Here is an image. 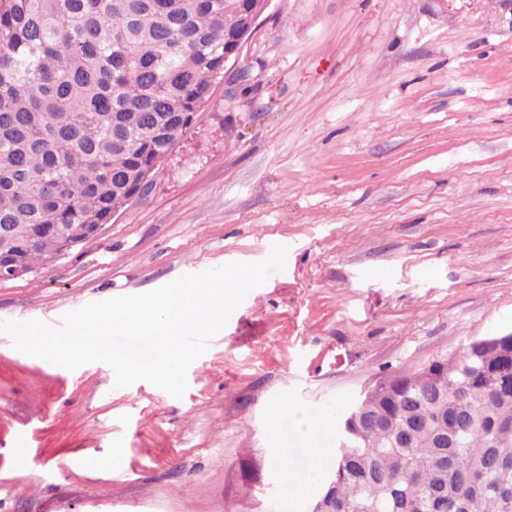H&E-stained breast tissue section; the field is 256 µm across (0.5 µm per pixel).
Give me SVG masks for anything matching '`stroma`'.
Here are the masks:
<instances>
[{"label":"stroma","instance_id":"obj_1","mask_svg":"<svg viewBox=\"0 0 512 512\" xmlns=\"http://www.w3.org/2000/svg\"><path fill=\"white\" fill-rule=\"evenodd\" d=\"M147 192L0 283V321L288 249L174 398L0 333V512H308L267 449L288 397L339 411L512 332V0H272ZM26 453L29 468L19 466Z\"/></svg>","mask_w":512,"mask_h":512}]
</instances>
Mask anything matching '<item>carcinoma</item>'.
Here are the masks:
<instances>
[{"label": "carcinoma", "instance_id": "obj_1", "mask_svg": "<svg viewBox=\"0 0 512 512\" xmlns=\"http://www.w3.org/2000/svg\"><path fill=\"white\" fill-rule=\"evenodd\" d=\"M239 0H0V255L109 224L224 79ZM310 512H512V333L395 373L337 418Z\"/></svg>", "mask_w": 512, "mask_h": 512}]
</instances>
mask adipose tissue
<instances>
[{
	"instance_id": "1",
	"label": "adipose tissue",
	"mask_w": 512,
	"mask_h": 512,
	"mask_svg": "<svg viewBox=\"0 0 512 512\" xmlns=\"http://www.w3.org/2000/svg\"><path fill=\"white\" fill-rule=\"evenodd\" d=\"M272 414L277 420L287 421L292 436L305 440L313 455L310 470L303 474L288 470V460L284 455H274V462L287 468L283 482V497L288 500L306 491L321 479L329 459L326 436L334 426L336 416L330 411H311L288 399L274 403Z\"/></svg>"
}]
</instances>
